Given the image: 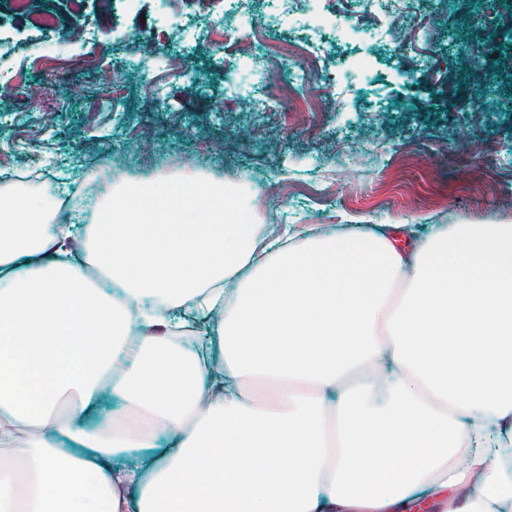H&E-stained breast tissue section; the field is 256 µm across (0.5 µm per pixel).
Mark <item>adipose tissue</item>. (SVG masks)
Here are the masks:
<instances>
[{
	"mask_svg": "<svg viewBox=\"0 0 512 512\" xmlns=\"http://www.w3.org/2000/svg\"><path fill=\"white\" fill-rule=\"evenodd\" d=\"M60 206L0 182V512H512L511 223L268 237L166 172Z\"/></svg>",
	"mask_w": 512,
	"mask_h": 512,
	"instance_id": "obj_1",
	"label": "adipose tissue"
}]
</instances>
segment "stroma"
Masks as SVG:
<instances>
[{"label": "stroma", "mask_w": 512, "mask_h": 512, "mask_svg": "<svg viewBox=\"0 0 512 512\" xmlns=\"http://www.w3.org/2000/svg\"><path fill=\"white\" fill-rule=\"evenodd\" d=\"M219 28L218 36L205 32ZM92 39H85V31ZM318 38L331 84L305 79ZM512 0H0V174L202 172L273 232L512 222ZM196 85L186 91L185 78ZM415 232H408V225Z\"/></svg>", "instance_id": "obj_1"}]
</instances>
